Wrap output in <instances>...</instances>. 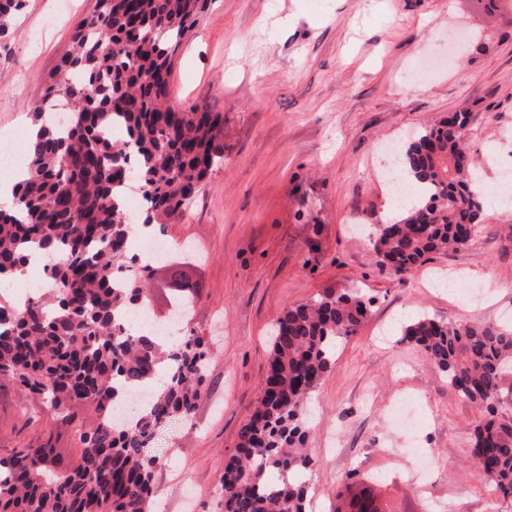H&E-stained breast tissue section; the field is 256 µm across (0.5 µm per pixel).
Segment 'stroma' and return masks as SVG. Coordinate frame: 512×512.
Listing matches in <instances>:
<instances>
[{"label":"stroma","mask_w":512,"mask_h":512,"mask_svg":"<svg viewBox=\"0 0 512 512\" xmlns=\"http://www.w3.org/2000/svg\"><path fill=\"white\" fill-rule=\"evenodd\" d=\"M94 0H26L0 42V151L9 131L30 127L50 75ZM172 103L224 115V164L182 214L157 234L203 246L187 328L207 345L206 393L191 421H173L153 453L154 512H217L224 460L261 389L269 331L285 309L326 288L364 289L372 314L341 345L312 400L308 446L314 512H334L350 483L380 480L391 512H512L492 502L476 467L475 408L432 362L401 338L418 314L460 324L512 313V190L500 157L512 150V0H211L172 58ZM472 112L470 160L492 191L479 229L461 250L394 274L352 218L374 225L391 210L377 149L451 113ZM315 200L320 235L296 220ZM418 394V421L392 427L388 409ZM66 431L10 381H0V449ZM415 441L434 461L430 487L399 476L398 449Z\"/></svg>","instance_id":"obj_1"}]
</instances>
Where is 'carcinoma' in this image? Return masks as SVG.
<instances>
[{
	"label": "carcinoma",
	"instance_id": "obj_1",
	"mask_svg": "<svg viewBox=\"0 0 512 512\" xmlns=\"http://www.w3.org/2000/svg\"><path fill=\"white\" fill-rule=\"evenodd\" d=\"M208 0H95L73 35V50L51 78L27 141L28 175L15 205L0 210V282L34 247L59 258L43 267L46 288L21 308L0 298V381L36 397L56 426H74L73 459L60 466L52 437L0 455V512H152L147 456L159 429L190 420L204 392L201 338L131 330L124 313L147 299L151 262L129 255L135 234L125 210L138 182L144 225L181 214L202 182L224 165V113L169 103L171 58L198 25ZM25 0H0V38ZM50 102L72 120L43 122ZM472 114L456 112L404 142L398 170L415 202L375 226L380 262L402 274L428 255L466 246L484 200L468 180ZM374 298L358 288H326L292 306L274 325L262 388L224 461L220 512H309L315 460L307 448L308 405L355 335ZM462 399L475 405L476 466L500 499L512 500V417L499 415L512 376V324L461 325L418 315L401 329ZM151 396L132 422L115 406L134 390ZM345 512H389L372 487L350 495Z\"/></svg>",
	"mask_w": 512,
	"mask_h": 512
}]
</instances>
